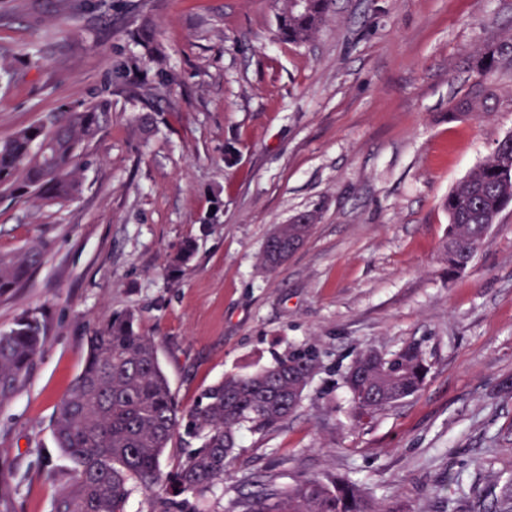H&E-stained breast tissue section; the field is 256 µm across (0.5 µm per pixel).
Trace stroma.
<instances>
[{
	"label": "stroma",
	"instance_id": "35a3bbf8",
	"mask_svg": "<svg viewBox=\"0 0 512 512\" xmlns=\"http://www.w3.org/2000/svg\"><path fill=\"white\" fill-rule=\"evenodd\" d=\"M146 13L181 84L150 100L115 91ZM512 29V0H335L306 44L278 35L275 0H10L0 9V137L78 103L111 105L84 147L80 191L45 205L0 192V257L38 247L0 295V331L25 315L46 341L0 404V512H51L52 421L87 338L134 311L181 407L229 373L314 346L323 367L279 426L244 432L202 512H233L254 481L348 477L411 512H490L512 479V206L449 276L442 199L512 134V68L488 112L448 120L476 81L468 57ZM223 215L208 234L213 200ZM314 211L304 246L260 267L275 225ZM194 259L167 261L187 238ZM422 342L424 388L370 422L342 375L363 347Z\"/></svg>",
	"mask_w": 512,
	"mask_h": 512
}]
</instances>
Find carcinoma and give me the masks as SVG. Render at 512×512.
Returning <instances> with one entry per match:
<instances>
[{"label":"carcinoma","instance_id":"cac0c4a2","mask_svg":"<svg viewBox=\"0 0 512 512\" xmlns=\"http://www.w3.org/2000/svg\"><path fill=\"white\" fill-rule=\"evenodd\" d=\"M279 29L294 44L313 40L324 27L333 0H306L302 10L292 0H277ZM140 53H130L113 68L115 86L129 98L150 95L153 87L138 79L153 64L159 83L172 87L179 74L156 43L149 20L136 26ZM481 82L453 100L448 118L464 119L485 109V82L512 64V34L492 38L469 55ZM108 111L105 101L52 113L46 120L19 127L0 140V188L26 193L38 187L45 202H66L78 189L77 170L85 143L100 129ZM512 203V136L499 141L491 156L472 168L443 199L448 232L440 254L448 274L467 269L491 224ZM290 251L279 243L264 244L261 265L272 272L292 257L309 237L311 224H283ZM195 240L185 241L169 270L188 263ZM40 251L28 249L0 258V293L24 284L38 263ZM138 317L116 314L88 338L86 363L69 393L57 406L53 422L56 447L72 463L63 472L52 512H125L132 492L153 493L150 512H185V494L204 497L224 482L234 465L242 428L254 431L278 426L291 415L319 370L312 346L288 352L265 369L230 374L203 391L195 406L177 403L165 375L155 339L140 332ZM44 326L25 316L0 332V403L11 400L44 344ZM430 373L422 343L414 341L393 352L371 347L357 351L343 375L350 396V417L368 421L394 407L391 397L418 393ZM200 441L175 471L164 475L161 458L182 436ZM235 512H410L401 502L382 504L350 479L302 474L287 486L271 482L238 497ZM494 512H512V480L496 499Z\"/></svg>","mask_w":512,"mask_h":512}]
</instances>
